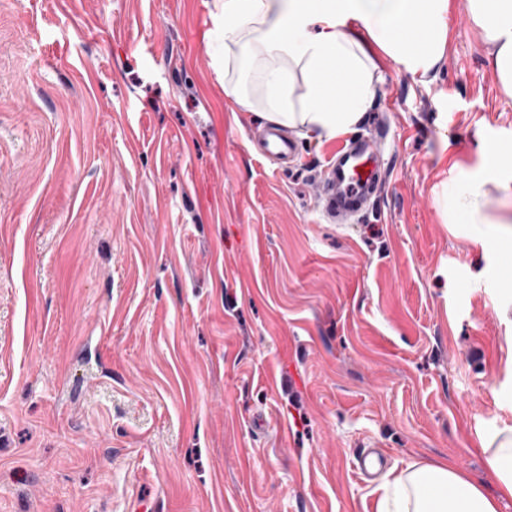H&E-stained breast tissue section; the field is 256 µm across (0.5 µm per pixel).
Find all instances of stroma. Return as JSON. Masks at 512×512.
I'll use <instances>...</instances> for the list:
<instances>
[{"mask_svg":"<svg viewBox=\"0 0 512 512\" xmlns=\"http://www.w3.org/2000/svg\"><path fill=\"white\" fill-rule=\"evenodd\" d=\"M438 67L376 59L358 133L389 174L354 224L317 203L340 144L224 94L216 0H0V512H377L354 461H450L512 512V195L450 185L512 142L453 0ZM261 153L275 159L294 158L298 154L294 140L282 135L279 128L269 126L261 142L258 143ZM480 150L490 162L485 176L481 180L468 182L463 191L455 193L452 198L454 209L469 224L487 223L484 214L487 192L484 187L488 182H494L506 190L509 189L508 184L504 185L498 181L497 175L500 163L511 157V144L505 146L500 142L487 140L481 143ZM496 441V447L490 448ZM484 452L486 469L496 478L499 494L512 497V427L504 428L488 442Z\"/></svg>","mask_w":512,"mask_h":512,"instance_id":"1","label":"stroma"}]
</instances>
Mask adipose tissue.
Instances as JSON below:
<instances>
[{"mask_svg": "<svg viewBox=\"0 0 512 512\" xmlns=\"http://www.w3.org/2000/svg\"><path fill=\"white\" fill-rule=\"evenodd\" d=\"M214 21L225 51L265 57L259 96L245 79L228 81L224 93L244 108L260 103L274 125L320 142L348 134L376 96L372 59L381 52L407 72L428 73L443 58L452 0H218ZM476 37L488 48L487 63L512 96V0H465ZM307 77L295 96L296 73ZM483 179L455 193V210L466 223L482 224L486 183L496 181L512 148L487 140ZM485 450V466L500 495L512 497V427ZM378 512H497L494 498L454 463L415 464L385 480Z\"/></svg>", "mask_w": 512, "mask_h": 512, "instance_id": "1", "label": "adipose tissue"}]
</instances>
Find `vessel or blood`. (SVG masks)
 Returning <instances> with one entry per match:
<instances>
[{
	"instance_id": "1",
	"label": "vessel or blood",
	"mask_w": 512,
	"mask_h": 512,
	"mask_svg": "<svg viewBox=\"0 0 512 512\" xmlns=\"http://www.w3.org/2000/svg\"><path fill=\"white\" fill-rule=\"evenodd\" d=\"M259 149L275 159L292 158L298 153L295 141L274 126L266 128ZM380 180L375 139L355 141L329 165L321 181L319 202L330 218H344L371 200Z\"/></svg>"
}]
</instances>
